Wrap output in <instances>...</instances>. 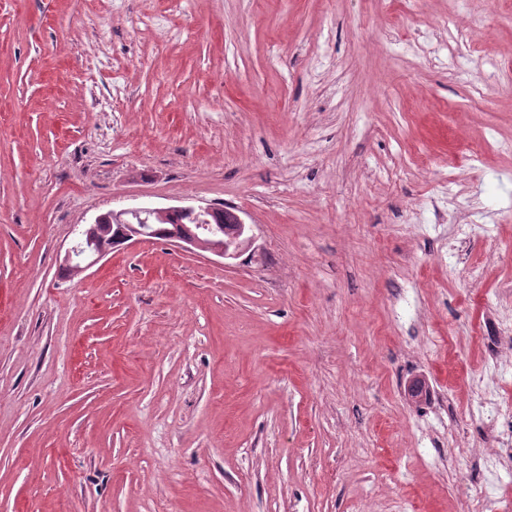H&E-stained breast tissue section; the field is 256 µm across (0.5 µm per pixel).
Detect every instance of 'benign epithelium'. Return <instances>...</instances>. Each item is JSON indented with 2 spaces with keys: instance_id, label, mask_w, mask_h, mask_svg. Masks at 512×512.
Here are the masks:
<instances>
[{
  "instance_id": "obj_1",
  "label": "benign epithelium",
  "mask_w": 512,
  "mask_h": 512,
  "mask_svg": "<svg viewBox=\"0 0 512 512\" xmlns=\"http://www.w3.org/2000/svg\"><path fill=\"white\" fill-rule=\"evenodd\" d=\"M174 212H185L197 220V231H170L168 240L186 249L205 248V252L224 259L236 257L242 249L249 245V227L233 210L224 208V223H211L208 215L214 207L207 206H169L160 208L137 207L112 212V219L126 225L122 242L137 243L150 240L155 235L150 219L164 220ZM103 216H97L92 223L80 231L75 246L65 255L64 261L73 264L74 271L83 273L108 254V250L95 238L97 225L102 223Z\"/></svg>"
}]
</instances>
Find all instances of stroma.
Returning a JSON list of instances; mask_svg holds the SVG:
<instances>
[{
  "instance_id": "1",
  "label": "stroma",
  "mask_w": 512,
  "mask_h": 512,
  "mask_svg": "<svg viewBox=\"0 0 512 512\" xmlns=\"http://www.w3.org/2000/svg\"><path fill=\"white\" fill-rule=\"evenodd\" d=\"M206 204L252 247L64 272L99 214ZM509 288L512 0H0V512L499 495ZM487 428L495 446L492 448L507 467L512 464V400L510 397L494 400Z\"/></svg>"
}]
</instances>
